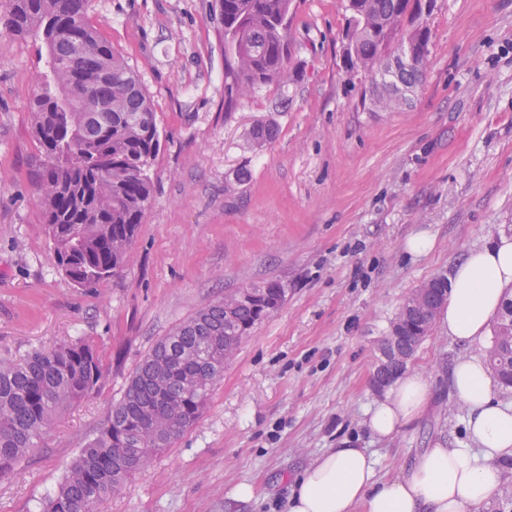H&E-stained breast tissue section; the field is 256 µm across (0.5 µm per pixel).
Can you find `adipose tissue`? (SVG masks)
I'll list each match as a JSON object with an SVG mask.
<instances>
[{
    "label": "adipose tissue",
    "mask_w": 512,
    "mask_h": 512,
    "mask_svg": "<svg viewBox=\"0 0 512 512\" xmlns=\"http://www.w3.org/2000/svg\"><path fill=\"white\" fill-rule=\"evenodd\" d=\"M512 288V238L469 250L450 277V295L438 321L449 338L469 346L450 370L451 389L468 410L467 447L436 444L400 476L377 481L362 448H334L295 478L287 512H481L512 480V403L496 397L484 355L504 294ZM429 386L417 372L400 374L372 406L366 424L386 438L410 424L427 403Z\"/></svg>",
    "instance_id": "ef3b65f1"
}]
</instances>
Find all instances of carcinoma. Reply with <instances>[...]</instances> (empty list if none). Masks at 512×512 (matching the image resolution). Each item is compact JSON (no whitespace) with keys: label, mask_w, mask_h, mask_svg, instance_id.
Wrapping results in <instances>:
<instances>
[{"label":"carcinoma","mask_w":512,"mask_h":512,"mask_svg":"<svg viewBox=\"0 0 512 512\" xmlns=\"http://www.w3.org/2000/svg\"><path fill=\"white\" fill-rule=\"evenodd\" d=\"M85 0H9L6 25L17 34L38 31L46 45L45 84L30 103L32 129L48 164L39 173L43 224L62 274L90 288L122 270L144 211L153 197L147 171L159 147L156 112L135 71L85 20ZM292 0H217L224 36L247 35L249 49L224 54V108L272 82L288 79V13ZM413 0H351L343 60L364 70L407 42L423 49L401 80L413 89L426 71L431 29L411 16ZM76 39L86 57L71 58ZM393 91L368 89L374 109L392 110ZM103 106L96 112L94 107ZM276 135L272 123L250 132L260 147ZM226 296L199 309L161 337L135 367L121 399L112 404L99 433L68 469L43 512H97L200 418L211 387L224 373V340L240 344L269 313L240 306L224 313ZM439 311L419 312L404 333L411 354L429 337ZM501 364L490 363L509 387L508 342ZM97 351L83 341L36 349L19 359L0 358V479L38 447L57 417L99 390ZM512 508V482L487 512Z\"/></svg>","instance_id":"1"}]
</instances>
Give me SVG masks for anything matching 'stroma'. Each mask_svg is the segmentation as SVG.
<instances>
[{
    "label": "stroma",
    "instance_id": "stroma-1",
    "mask_svg": "<svg viewBox=\"0 0 512 512\" xmlns=\"http://www.w3.org/2000/svg\"><path fill=\"white\" fill-rule=\"evenodd\" d=\"M214 0H86L89 25L137 73L157 113L153 198L124 269L93 288L58 271L39 207L44 149L28 119L45 48L9 34L0 0V356L85 339L105 368L0 481V512H39L155 342L207 304L280 283L199 420L100 512H287L293 480L331 448L366 449L379 479L440 441L468 445L448 387L465 348L440 328L408 366L431 401L388 438L368 432L376 343L421 283L512 236V0H437L427 69L392 112L362 104L343 66L341 0H293L287 83L224 109ZM277 127L262 148L257 122ZM246 181H239L241 172ZM426 233L431 251L413 255ZM254 488L236 498L239 484Z\"/></svg>",
    "mask_w": 512,
    "mask_h": 512
}]
</instances>
